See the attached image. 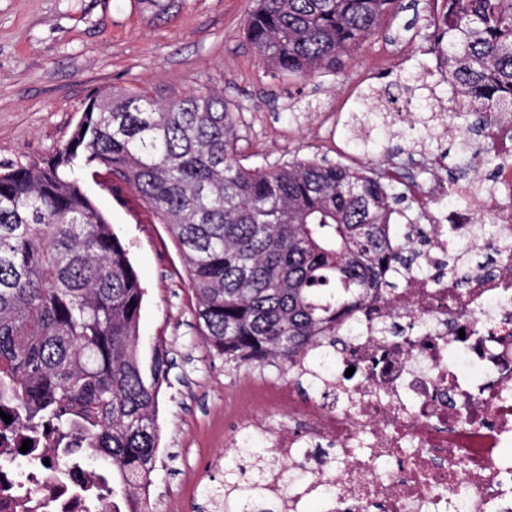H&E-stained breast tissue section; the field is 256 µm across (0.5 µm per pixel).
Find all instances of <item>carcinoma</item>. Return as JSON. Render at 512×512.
Returning a JSON list of instances; mask_svg holds the SVG:
<instances>
[{"label": "carcinoma", "instance_id": "cac0c4a2", "mask_svg": "<svg viewBox=\"0 0 512 512\" xmlns=\"http://www.w3.org/2000/svg\"><path fill=\"white\" fill-rule=\"evenodd\" d=\"M401 0H258L245 37L272 76L336 69ZM426 52L444 56L460 111L480 127L512 113V0H448ZM447 43H442L443 38ZM240 113L212 90L149 88L92 98L70 138L39 163L0 171V410L37 434L111 461L122 484L151 482L154 418L168 362L146 381L136 349L144 288L126 245L83 188L104 169L171 231L201 335L224 362L287 368L349 311L382 298L388 268L420 254L385 232L392 192L375 168L236 158ZM266 449L224 466V512H269Z\"/></svg>", "mask_w": 512, "mask_h": 512}]
</instances>
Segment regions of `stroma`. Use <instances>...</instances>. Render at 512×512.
I'll return each instance as SVG.
<instances>
[{
    "label": "stroma",
    "instance_id": "stroma-1",
    "mask_svg": "<svg viewBox=\"0 0 512 512\" xmlns=\"http://www.w3.org/2000/svg\"><path fill=\"white\" fill-rule=\"evenodd\" d=\"M254 0H176L165 12L144 0H0V165L29 164L69 139L96 93L146 86L164 95L223 92L241 115L237 157L263 167L294 157L327 158L390 173L400 211L418 224L447 201L422 200L433 181H454L468 166L467 131L450 126L458 100L425 51L446 0H402V7L336 69L312 79L270 76L243 28ZM390 113L355 139L348 119L363 94ZM425 122L423 137L406 135L407 115ZM109 172L86 175L83 187L125 243L146 290L137 350L143 368L155 356L170 364L156 419L159 439L157 512H214L197 483L222 448L225 430L253 405L247 383L287 379L280 367L226 365L201 335L183 259L166 225L132 189L116 202Z\"/></svg>",
    "mask_w": 512,
    "mask_h": 512
}]
</instances>
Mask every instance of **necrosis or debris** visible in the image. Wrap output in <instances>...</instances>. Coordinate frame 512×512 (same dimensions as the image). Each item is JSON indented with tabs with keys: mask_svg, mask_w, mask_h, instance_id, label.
I'll use <instances>...</instances> for the list:
<instances>
[{
	"mask_svg": "<svg viewBox=\"0 0 512 512\" xmlns=\"http://www.w3.org/2000/svg\"><path fill=\"white\" fill-rule=\"evenodd\" d=\"M487 140L502 203L475 181L429 187L465 207L430 214L426 250L389 273L396 288L295 365L311 397L250 383L255 408L211 469L250 436L276 462L261 486L275 512H305L312 498L326 512H512V114ZM25 435L0 429V512H115L106 476L51 435L21 452Z\"/></svg>",
	"mask_w": 512,
	"mask_h": 512,
	"instance_id": "4bbe7bcc",
	"label": "necrosis or debris"
}]
</instances>
